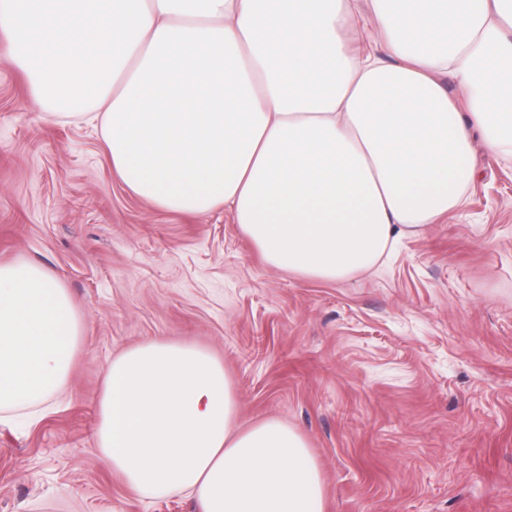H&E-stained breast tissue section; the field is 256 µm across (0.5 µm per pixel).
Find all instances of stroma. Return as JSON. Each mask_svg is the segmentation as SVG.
I'll return each mask as SVG.
<instances>
[{
    "mask_svg": "<svg viewBox=\"0 0 512 512\" xmlns=\"http://www.w3.org/2000/svg\"><path fill=\"white\" fill-rule=\"evenodd\" d=\"M0 32V262L51 269L82 316L62 391L0 413V512H197L148 501L92 435L105 369L153 340L210 349L241 423L306 437L324 512H512V162L476 143L462 207L343 281L271 268L222 210L167 212L91 125L45 119Z\"/></svg>",
    "mask_w": 512,
    "mask_h": 512,
    "instance_id": "stroma-1",
    "label": "stroma"
}]
</instances>
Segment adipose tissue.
I'll return each mask as SVG.
<instances>
[{"mask_svg":"<svg viewBox=\"0 0 512 512\" xmlns=\"http://www.w3.org/2000/svg\"><path fill=\"white\" fill-rule=\"evenodd\" d=\"M0 30L46 114L100 123L130 192L225 210L268 266L302 277L348 279L460 206L474 134L512 160V0H0ZM81 335L53 271L0 262V410L60 388ZM93 434L140 498L323 512L304 435L240 427L205 347L113 358Z\"/></svg>","mask_w":512,"mask_h":512,"instance_id":"ef3b65f1","label":"adipose tissue"}]
</instances>
